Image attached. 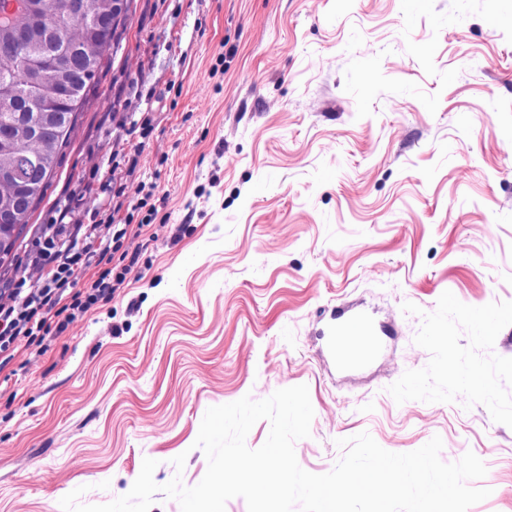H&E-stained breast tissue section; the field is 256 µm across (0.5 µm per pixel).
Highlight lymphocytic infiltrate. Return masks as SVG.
I'll return each instance as SVG.
<instances>
[{"label": "lymphocytic infiltrate", "instance_id": "obj_1", "mask_svg": "<svg viewBox=\"0 0 512 512\" xmlns=\"http://www.w3.org/2000/svg\"><path fill=\"white\" fill-rule=\"evenodd\" d=\"M55 233L63 237V244L55 250L42 248L34 256L44 276L42 287L29 288L20 280L0 289V355L13 350L19 340L32 342L62 331L77 314L109 303L113 282L127 273L126 267L116 265L102 270L90 283L81 281L84 268L100 252L115 254L122 249L125 225H112L102 249L95 246V225L77 220L58 225Z\"/></svg>", "mask_w": 512, "mask_h": 512}]
</instances>
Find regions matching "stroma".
Returning a JSON list of instances; mask_svg holds the SVG:
<instances>
[{
    "label": "stroma",
    "mask_w": 512,
    "mask_h": 512,
    "mask_svg": "<svg viewBox=\"0 0 512 512\" xmlns=\"http://www.w3.org/2000/svg\"><path fill=\"white\" fill-rule=\"evenodd\" d=\"M72 144L0 283L39 274L60 211L127 225L135 262L112 300L0 365V512L200 482L207 409L307 385L299 465L338 439L473 452L512 512V427L481 404L396 403L429 353L414 337L443 292L512 301V0H136ZM394 326L365 370L337 371L332 309ZM185 456L183 471L173 460ZM108 489H101V482Z\"/></svg>",
    "instance_id": "stroma-1"
}]
</instances>
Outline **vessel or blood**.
<instances>
[{
	"mask_svg": "<svg viewBox=\"0 0 512 512\" xmlns=\"http://www.w3.org/2000/svg\"><path fill=\"white\" fill-rule=\"evenodd\" d=\"M388 333L371 313L339 308L330 314L326 346L338 369H361L381 353Z\"/></svg>",
	"mask_w": 512,
	"mask_h": 512,
	"instance_id": "b4317fda",
	"label": "vessel or blood"
}]
</instances>
